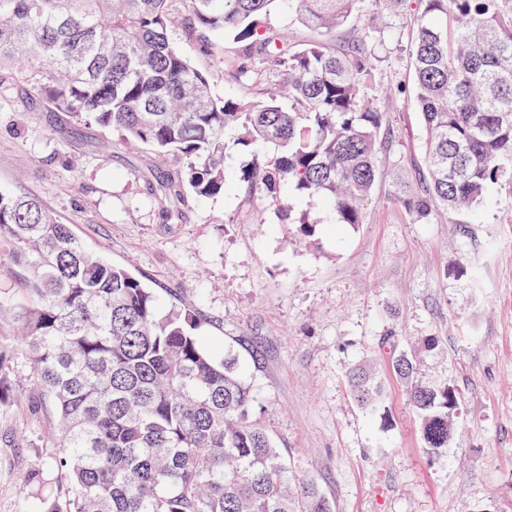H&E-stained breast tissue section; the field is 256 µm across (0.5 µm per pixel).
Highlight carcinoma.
<instances>
[{
    "label": "carcinoma",
    "mask_w": 512,
    "mask_h": 512,
    "mask_svg": "<svg viewBox=\"0 0 512 512\" xmlns=\"http://www.w3.org/2000/svg\"><path fill=\"white\" fill-rule=\"evenodd\" d=\"M412 2L420 19L409 56L428 177L413 206L479 207L494 186L512 183V0L383 5L399 17ZM284 3L316 37L290 43L268 27ZM363 3L0 0V68L46 73L33 91L57 111L175 164L158 181L160 199L173 205L223 194L226 151L248 153L239 180L305 241L320 220L294 212L282 187L328 203L334 223L354 226L376 180L383 114L369 90L381 31L369 21L350 44L330 46ZM182 7L240 54L230 78L241 96L217 97L170 38V16ZM0 242V261L22 266L31 292L15 314L21 342L0 335V412L22 398L14 374L24 358L35 384L29 400L49 402L59 418L58 452L26 483L43 490L60 473L70 484L47 512H331L258 420L238 359L202 346L192 310L89 252L35 197L0 191ZM391 365L401 377L414 370L397 351ZM349 381L359 405L375 411L385 384L361 368ZM410 404L427 453L440 456L454 435V395L416 385Z\"/></svg>",
    "instance_id": "cac0c4a2"
}]
</instances>
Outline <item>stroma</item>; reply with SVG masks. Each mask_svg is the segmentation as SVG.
Here are the masks:
<instances>
[{
	"mask_svg": "<svg viewBox=\"0 0 512 512\" xmlns=\"http://www.w3.org/2000/svg\"><path fill=\"white\" fill-rule=\"evenodd\" d=\"M375 19L387 32L372 79L384 121L362 224L326 221L312 243H296L248 199L238 153L222 195L187 197L166 219L155 189L167 167L153 152L74 123L15 71L0 75V190L39 198L89 251L198 312L204 344L238 358L258 416L332 512H512V184L473 211L413 209L427 188L414 28L381 8ZM170 36L218 95L242 94L224 77L240 58L223 35L185 21ZM392 342L411 377L393 372ZM359 366L387 387L372 416L347 383ZM418 383L456 396L455 435L438 460L408 404ZM55 423L52 407L24 401L0 413V512H44L22 481L51 462Z\"/></svg>",
	"mask_w": 512,
	"mask_h": 512,
	"instance_id": "35a3bbf8",
	"label": "stroma"
}]
</instances>
